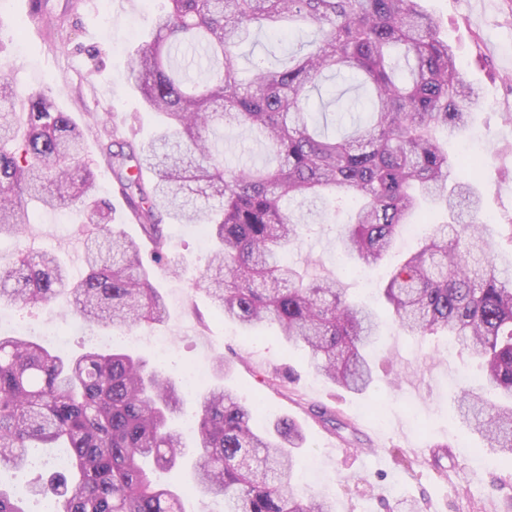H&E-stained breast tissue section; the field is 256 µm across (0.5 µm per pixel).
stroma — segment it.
Returning a JSON list of instances; mask_svg holds the SVG:
<instances>
[{
  "label": "stroma",
  "instance_id": "obj_1",
  "mask_svg": "<svg viewBox=\"0 0 512 512\" xmlns=\"http://www.w3.org/2000/svg\"><path fill=\"white\" fill-rule=\"evenodd\" d=\"M29 2L0 0V76L22 89H49L54 103L74 116L85 131L84 159L97 173L98 196L110 204L114 223L138 239L143 259H150L151 245L137 224L128 223L102 147L114 138L138 144L156 132L154 114L143 109L125 77V63L150 35L163 0H46L47 13L65 18L51 27L31 23ZM425 7L480 90L473 106L477 139L457 137L450 147L462 160L487 157L471 180L483 212L497 220L491 229L496 236L512 222V0H425ZM334 219L329 210L304 229L289 261L313 274L343 277L350 294L387 315L382 290L388 274L406 251L422 247V239L401 237L380 267L349 278L345 269L352 261L338 250ZM85 231L79 213L41 209L25 242L65 257L81 246ZM164 232L189 267L177 275L153 269L168 316L145 333L169 341L161 367L178 380L196 367L211 368L215 359L230 361L223 384L263 406L260 429L283 417L302 428L306 443L296 468L304 494L330 496L336 512H405L415 501L424 512H512V466L484 449L454 413L463 377L479 374L472 355L449 354L446 338L407 336L389 323L371 359L391 362L397 380L380 379L363 394L342 390L315 372L305 352L286 346L277 328L253 336L224 321L198 281L206 248L197 228L169 223ZM67 309L63 298L40 308L1 305L0 335L63 326ZM277 370L290 371L292 379L276 390L263 379ZM441 444L447 452H438ZM62 455L59 448L30 449L28 468L0 472V485L23 496L27 512H46L44 500L29 496L28 482L34 472L55 470Z\"/></svg>",
  "mask_w": 512,
  "mask_h": 512
}]
</instances>
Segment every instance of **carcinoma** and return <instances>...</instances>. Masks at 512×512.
<instances>
[{
  "label": "carcinoma",
  "mask_w": 512,
  "mask_h": 512,
  "mask_svg": "<svg viewBox=\"0 0 512 512\" xmlns=\"http://www.w3.org/2000/svg\"><path fill=\"white\" fill-rule=\"evenodd\" d=\"M152 38L128 55L127 79L162 117L158 136L119 143L107 163L154 259L178 273L163 221L195 224L212 241L201 275L218 314L252 332L278 325L329 382L364 393L378 371L368 350L379 336L376 312L336 276L310 277L284 260L323 200L351 206L338 247L378 264L428 199L441 198L448 221L391 272L384 295L407 336H447L480 361L481 382L463 387L456 416L512 462V270L495 261L477 188L461 178L443 137L470 124L478 93L422 0H165ZM255 29L303 34L277 67L254 64L243 80L238 48ZM351 73L366 96L364 123L341 136L317 125L306 107L329 74ZM28 109L19 121L18 103ZM236 125L255 133L271 166H232L210 132ZM83 132L43 90L0 77V304L41 307L60 295L87 327L127 329L159 322L165 302L138 244L111 225L93 194ZM79 206L92 226L87 271L74 281L54 251L22 240L29 205ZM200 387L193 447L172 422L180 390L160 367L123 351L61 355L26 336H0V469L26 463L27 448L62 443L68 473L37 476L54 512H183L179 494L159 484L145 460L171 470L193 455L202 504L221 497L224 512H332L322 496L300 498L294 479L302 428L289 418L274 434L253 427L259 407L219 383Z\"/></svg>",
  "instance_id": "1"
}]
</instances>
